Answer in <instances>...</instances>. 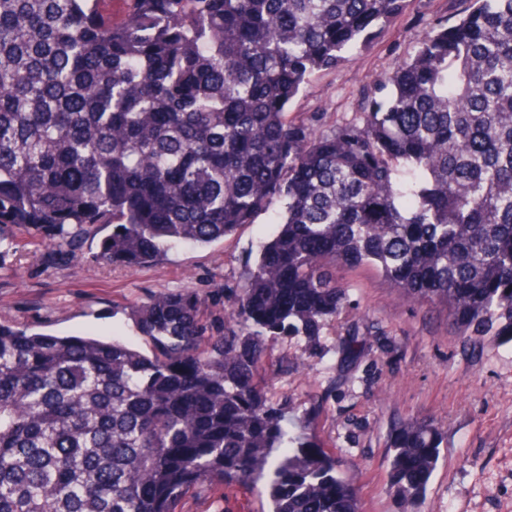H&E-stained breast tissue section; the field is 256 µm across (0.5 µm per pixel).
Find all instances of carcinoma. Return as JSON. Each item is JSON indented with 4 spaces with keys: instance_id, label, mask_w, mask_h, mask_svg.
Masks as SVG:
<instances>
[{
    "instance_id": "obj_1",
    "label": "carcinoma",
    "mask_w": 512,
    "mask_h": 512,
    "mask_svg": "<svg viewBox=\"0 0 512 512\" xmlns=\"http://www.w3.org/2000/svg\"><path fill=\"white\" fill-rule=\"evenodd\" d=\"M0 0V227L140 266L271 213L223 316L160 294L116 339L0 324V512H183L188 489L254 485L263 512H361L335 456L282 424L267 345L316 340L350 303L336 266L378 267L476 343L512 342V0H469L317 131L288 106L406 0ZM416 503L435 427L391 439Z\"/></svg>"
}]
</instances>
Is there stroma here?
Segmentation results:
<instances>
[{
  "label": "stroma",
  "instance_id": "35a3bbf8",
  "mask_svg": "<svg viewBox=\"0 0 512 512\" xmlns=\"http://www.w3.org/2000/svg\"><path fill=\"white\" fill-rule=\"evenodd\" d=\"M466 7L465 0H407L369 48L316 72L292 112L323 130L352 119L364 87ZM271 230L263 214L230 238L175 246L129 268L103 261L92 233L70 255L44 245L43 232L1 229L11 246L0 257V322L29 334H91L145 348L134 322L142 302L190 290L219 315L224 287L245 279L257 242ZM336 275L351 303L318 343L270 345L268 395L287 400L288 428L335 453L359 489L362 512H512V343L492 335L470 342L446 309L402 299L377 267H340ZM347 341L360 353L350 366L336 356ZM416 418L438 429L440 454L423 497L406 508L389 491V440Z\"/></svg>",
  "mask_w": 512,
  "mask_h": 512
}]
</instances>
